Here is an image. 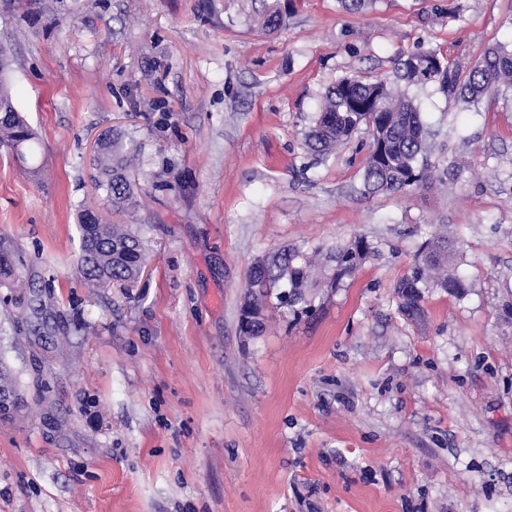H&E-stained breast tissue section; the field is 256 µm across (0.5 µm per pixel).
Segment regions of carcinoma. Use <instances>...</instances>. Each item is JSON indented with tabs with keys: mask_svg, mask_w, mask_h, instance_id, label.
Wrapping results in <instances>:
<instances>
[{
	"mask_svg": "<svg viewBox=\"0 0 512 512\" xmlns=\"http://www.w3.org/2000/svg\"><path fill=\"white\" fill-rule=\"evenodd\" d=\"M9 60L0 49V144L9 147L33 178L42 167L33 163L35 136L17 111L7 78ZM394 77L407 85L434 83L442 92L473 101L491 92L512 91V50L494 47L460 79L459 69L443 57L441 49L429 48L398 62ZM365 126L370 132L369 153L363 166L364 187L370 194L410 192L432 174L430 148L420 106L407 95L396 97L382 80L344 77L332 85L320 112L312 122L305 145L323 154ZM138 161V148L129 136L110 137L97 156L104 201L117 213L133 214L139 206L129 171ZM83 277L94 287L132 281L145 256L140 238L123 224H103L90 211L80 215ZM373 252L371 244L356 236L336 254L334 283L354 274ZM303 253L292 249L261 264L252 265L248 298L244 304L263 308L262 300L276 282L288 278V298L277 293L281 305L297 311L310 302V275ZM469 287L454 265L448 238L426 241L418 251L411 273L395 286L398 310L410 320L424 315L423 290L443 288L455 295Z\"/></svg>",
	"mask_w": 512,
	"mask_h": 512,
	"instance_id": "1",
	"label": "carcinoma"
}]
</instances>
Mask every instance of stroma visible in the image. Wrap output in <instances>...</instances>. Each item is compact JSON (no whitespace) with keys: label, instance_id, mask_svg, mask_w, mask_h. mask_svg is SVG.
I'll return each instance as SVG.
<instances>
[{"label":"stroma","instance_id":"35a3bbf8","mask_svg":"<svg viewBox=\"0 0 512 512\" xmlns=\"http://www.w3.org/2000/svg\"><path fill=\"white\" fill-rule=\"evenodd\" d=\"M286 10L275 29L264 21ZM512 49V0H0L40 179L0 147V512H512V96L416 99L436 178L364 193L370 136L304 145L329 86L389 78L421 47L467 74ZM135 132L145 253L131 283L80 272V215L112 221L93 160ZM470 288L405 319L395 286L434 234ZM374 248L334 284L354 236ZM317 261L312 310L268 297L255 258Z\"/></svg>","mask_w":512,"mask_h":512}]
</instances>
